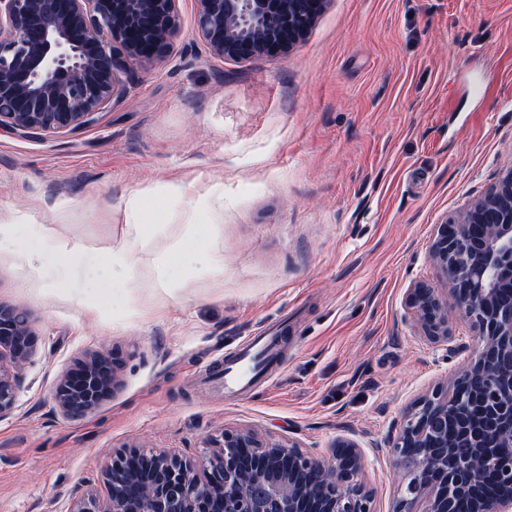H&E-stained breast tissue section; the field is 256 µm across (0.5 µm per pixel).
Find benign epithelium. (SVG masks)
I'll use <instances>...</instances> for the list:
<instances>
[{
  "label": "benign epithelium",
  "instance_id": "obj_1",
  "mask_svg": "<svg viewBox=\"0 0 512 512\" xmlns=\"http://www.w3.org/2000/svg\"><path fill=\"white\" fill-rule=\"evenodd\" d=\"M328 0H195L196 35L217 58L247 62L303 40ZM179 0H0V129L40 138L76 133L122 97L119 74L162 61L180 32ZM430 259L446 276L479 349L449 379L416 399L394 425L390 448L399 491L393 512H512V169L457 217L437 225ZM407 314L433 343L453 346L448 310L423 282ZM36 351L26 313L0 303V416L19 398L17 369ZM118 358L100 350L63 372L54 401L69 416L112 396ZM457 438L448 443V422ZM214 458L165 449L112 454L103 489L67 512H376L366 456L340 438L328 456L291 437L263 441L224 430ZM491 470L499 491L484 495Z\"/></svg>",
  "mask_w": 512,
  "mask_h": 512
}]
</instances>
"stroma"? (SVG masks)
I'll return each instance as SVG.
<instances>
[{"label": "stroma", "mask_w": 512, "mask_h": 512, "mask_svg": "<svg viewBox=\"0 0 512 512\" xmlns=\"http://www.w3.org/2000/svg\"><path fill=\"white\" fill-rule=\"evenodd\" d=\"M179 18L170 57L124 74L82 132L0 131V225L86 250L80 268L46 253L39 279L0 251V302L38 338L0 417V512H66L110 452L206 456L227 428L315 455L356 439L375 508L392 512V427L466 360L419 335L408 288H435L456 342H474L429 253L437 224L512 168V0H330L288 53L245 63L206 52L194 0ZM107 254L112 280L82 287ZM282 319L266 383L225 396V355ZM102 344L117 388L63 415L58 377Z\"/></svg>", "instance_id": "35a3bbf8"}]
</instances>
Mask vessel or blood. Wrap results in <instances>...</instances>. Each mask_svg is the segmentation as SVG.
Returning <instances> with one entry per match:
<instances>
[{"mask_svg": "<svg viewBox=\"0 0 512 512\" xmlns=\"http://www.w3.org/2000/svg\"><path fill=\"white\" fill-rule=\"evenodd\" d=\"M281 330L277 323L263 326L240 349L225 358L218 376L225 394H239L264 381L267 365L274 358V341Z\"/></svg>", "mask_w": 512, "mask_h": 512, "instance_id": "obj_1", "label": "vessel or blood"}]
</instances>
